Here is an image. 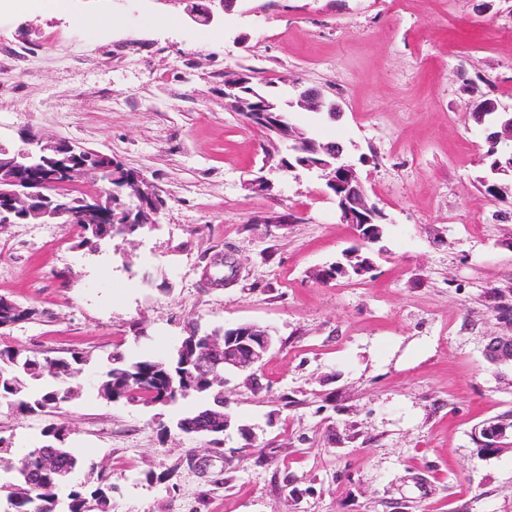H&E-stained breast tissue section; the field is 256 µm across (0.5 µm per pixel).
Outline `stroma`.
Listing matches in <instances>:
<instances>
[{
	"mask_svg": "<svg viewBox=\"0 0 512 512\" xmlns=\"http://www.w3.org/2000/svg\"><path fill=\"white\" fill-rule=\"evenodd\" d=\"M255 4L266 14L206 25L160 0L0 11V42L32 52L0 65V142L30 128L110 154L166 202L159 226L96 252L70 224L0 229V296L38 311L0 344L92 356L59 415L0 404V435L24 449L67 422L70 446L106 466L112 512H512V445L488 456L472 440L512 411V366L483 353L499 301L512 304V192L484 193L472 117L486 98L512 107V0ZM250 67L282 94L298 78L340 104L338 120L296 121L358 159L388 216L370 274L316 279L354 244L317 176L248 189L271 144L225 110L224 74ZM220 256L237 272L215 288L202 272ZM191 323L275 339L258 384L227 376L254 441L230 431L204 472L188 455L206 441L174 427L196 397L96 390L113 350L168 355Z\"/></svg>",
	"mask_w": 512,
	"mask_h": 512,
	"instance_id": "35a3bbf8",
	"label": "stroma"
}]
</instances>
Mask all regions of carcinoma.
<instances>
[{
  "label": "carcinoma",
  "mask_w": 512,
  "mask_h": 512,
  "mask_svg": "<svg viewBox=\"0 0 512 512\" xmlns=\"http://www.w3.org/2000/svg\"><path fill=\"white\" fill-rule=\"evenodd\" d=\"M495 100L480 101L474 112L477 122L497 133L503 116L494 111ZM512 150V141L503 140L497 144V152L487 151L486 164L492 178L482 181L484 193L498 198L502 180L512 175L499 168L501 155ZM128 201L125 197H112V229L108 231L105 243L124 239L135 234L136 225L126 224L117 219L124 213ZM34 310L18 311L0 296V327L8 329L17 323L30 320ZM89 362V355L78 350L65 358L41 357L33 350L22 347H0V403L7 404L16 413L29 415L52 413L75 396L69 381L77 377ZM99 395L110 401L125 399L146 404L175 405L183 396L175 388L184 383L179 362L162 360L152 354L127 355L114 352L107 357V364L101 373ZM193 395L207 398V402L182 414L176 426L185 430L199 425L215 405L214 391L201 388L191 391ZM512 433V418L504 415L482 422L478 427L475 444L485 454L492 452L496 442L495 434ZM39 445L24 453L28 468L24 471L12 465L13 443L11 438L0 436V464L13 472L12 481L0 484V492L6 501L5 512H90L87 505H95L98 512H111L112 484L105 475L106 468L91 463L89 472L97 474L96 483L72 484L69 476L79 464L75 449L68 445L71 432L64 431V423H51L42 432ZM46 454L56 459L58 472L48 474L41 468L42 457Z\"/></svg>",
  "instance_id": "cac0c4a2"
}]
</instances>
